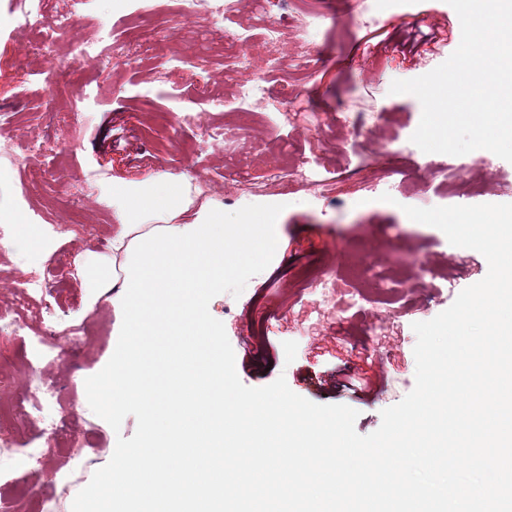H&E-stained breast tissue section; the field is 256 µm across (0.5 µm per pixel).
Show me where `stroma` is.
Listing matches in <instances>:
<instances>
[{"label": "stroma", "instance_id": "stroma-1", "mask_svg": "<svg viewBox=\"0 0 512 512\" xmlns=\"http://www.w3.org/2000/svg\"><path fill=\"white\" fill-rule=\"evenodd\" d=\"M68 6L43 0L42 31L0 29V134H10L14 147L0 167V207H19L58 237L45 261L22 237L0 239V314L21 323L0 328V359L24 352L35 367L29 376L0 372V406L15 411L0 445L42 452L34 466L19 462L0 474V499L20 500L23 512H41L45 504L72 512L74 498L63 493L69 476L92 477L118 438L137 429L131 415L113 429L88 404L85 380L111 358L122 316L105 301L89 305L91 290L74 263L78 253L106 252L117 222L108 189L117 183L181 184L184 210L176 221L189 224L206 205L225 212L246 206L249 187L277 171L289 176L294 158L308 161L318 188L292 184L287 193L260 198L283 207L270 273L252 277L240 296H215L209 312L225 327L244 385L285 377L313 403L357 410V433L377 430L382 411L415 386L413 323L446 310L488 272L481 253L451 245L441 230L410 220L405 207L512 203V162L495 156L473 164L468 178L480 188L473 196L427 173L429 163L453 166L458 157L406 146L422 108L413 95L391 93V84L430 72L456 50L455 10L447 0H382L369 24L347 0H288L277 44L286 68L269 82L273 96L288 84L297 89V116L286 123L272 112H247L231 93L237 74L225 72L223 57L211 51L228 37L263 54L267 0H233L220 32L209 16L188 21L156 0H85L67 30L53 29ZM98 34L111 36L133 67L107 58L72 70L70 41ZM218 92L224 109L214 112L209 99ZM186 113L201 123L166 126L171 115ZM209 127L222 132L221 145H209ZM385 173L406 187L392 204L374 189ZM76 178L93 186L82 202L67 194ZM321 264L352 279L366 300L315 325L288 274ZM431 268L454 275L434 279ZM385 277L397 298L387 308L376 302ZM31 278L46 288L20 293L17 282ZM78 327L87 334L73 347L67 335ZM348 361L366 362L376 379L369 396L339 386Z\"/></svg>", "mask_w": 512, "mask_h": 512}]
</instances>
